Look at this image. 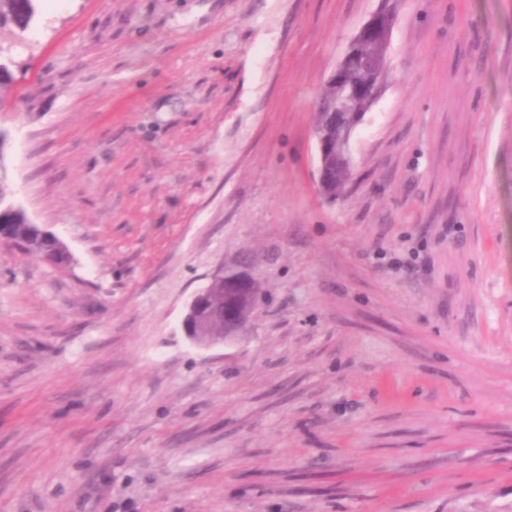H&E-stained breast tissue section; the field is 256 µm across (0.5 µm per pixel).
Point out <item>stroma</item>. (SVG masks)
Segmentation results:
<instances>
[{
    "label": "stroma",
    "mask_w": 512,
    "mask_h": 512,
    "mask_svg": "<svg viewBox=\"0 0 512 512\" xmlns=\"http://www.w3.org/2000/svg\"><path fill=\"white\" fill-rule=\"evenodd\" d=\"M395 16L345 194L316 100ZM0 104V512H512V0H42ZM256 256L246 336L192 295ZM393 24L394 18L389 11L381 9L373 14L352 38L343 57L328 76L326 84L336 86V83H340L347 72L358 67L359 54L369 61L374 49H376L380 61V66L375 67L374 70L381 71L383 76L389 63L388 48ZM361 42H370L375 45V48L370 43H363L358 47V54L356 47ZM13 191L7 178L3 164L0 163V226L7 228L16 239L18 248L25 253L39 250H56L65 252L63 243L47 228L33 224L22 206L16 205L13 200ZM53 234V233H52ZM67 263L71 261L69 251Z\"/></svg>",
    "instance_id": "obj_1"
}]
</instances>
